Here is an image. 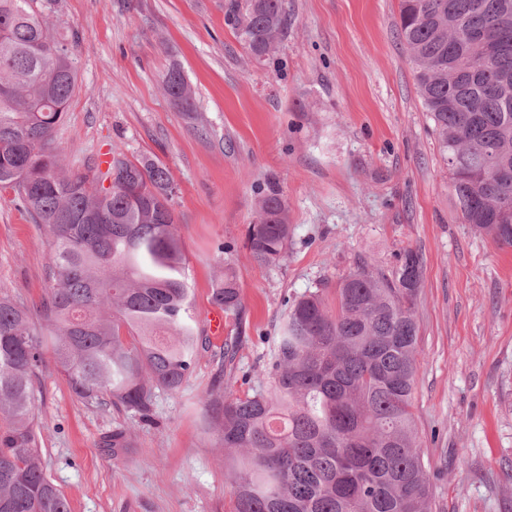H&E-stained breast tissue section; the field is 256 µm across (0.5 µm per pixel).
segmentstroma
<instances>
[{
  "mask_svg": "<svg viewBox=\"0 0 512 512\" xmlns=\"http://www.w3.org/2000/svg\"><path fill=\"white\" fill-rule=\"evenodd\" d=\"M285 2L288 34L258 62L225 27L224 0H59L78 69L53 137L62 163L115 151L164 163L199 331L210 332L211 281L225 261L243 310L225 316L223 339L198 354L181 391L156 394L147 421L77 397L44 353L33 408L45 472L71 512H232L200 396L218 381L241 396L265 377L289 298L323 283L335 299L358 261L388 271L410 247L423 256L413 412L433 512H512V250L461 220L399 35V0ZM175 63L195 91L190 114L160 92ZM271 177L292 238L284 259L261 266L243 242ZM51 241L0 191V293L40 330ZM238 335L232 369L219 373L223 341ZM116 430L132 442L119 455L103 445Z\"/></svg>",
  "mask_w": 512,
  "mask_h": 512,
  "instance_id": "1",
  "label": "stroma"
}]
</instances>
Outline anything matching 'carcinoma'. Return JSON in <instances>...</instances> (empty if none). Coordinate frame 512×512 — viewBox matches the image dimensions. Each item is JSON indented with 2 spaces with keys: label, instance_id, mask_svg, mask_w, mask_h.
Wrapping results in <instances>:
<instances>
[{
  "label": "carcinoma",
  "instance_id": "cac0c4a2",
  "mask_svg": "<svg viewBox=\"0 0 512 512\" xmlns=\"http://www.w3.org/2000/svg\"><path fill=\"white\" fill-rule=\"evenodd\" d=\"M224 25L257 61L288 34L284 0H224ZM474 30L482 41L470 37ZM400 33L462 223L512 248V0H400ZM77 87L74 42L57 0H0V190L15 193L53 238V281L43 303L47 335L28 310L0 297V512H70L46 475L32 415L43 347L72 391L146 416L158 391L192 375L203 338L190 313L184 246L172 208L175 184L153 158L112 155L68 169L52 134ZM162 92L195 111L178 64ZM109 186H104V182ZM291 238L288 201L267 182L244 247L260 265ZM423 258L405 248L385 272L366 262L323 289L287 302L253 393L204 398L235 512H432L431 472L412 412L418 372L417 297ZM211 302L241 313L235 271L224 267Z\"/></svg>",
  "mask_w": 512,
  "mask_h": 512
}]
</instances>
